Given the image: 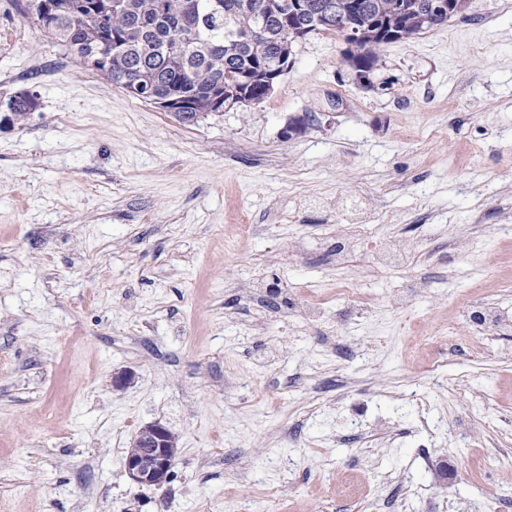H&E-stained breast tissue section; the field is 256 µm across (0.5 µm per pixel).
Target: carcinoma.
<instances>
[{
    "label": "carcinoma",
    "mask_w": 512,
    "mask_h": 512,
    "mask_svg": "<svg viewBox=\"0 0 512 512\" xmlns=\"http://www.w3.org/2000/svg\"><path fill=\"white\" fill-rule=\"evenodd\" d=\"M102 0H29L28 16L38 30L58 40L80 63L103 47L120 46L110 56L109 70L101 73L107 82L125 84L127 93L141 99L138 85H151L156 91L177 99L185 106L173 113L184 125H193L212 113L209 102L211 86L224 82L225 99L230 92H240L253 103L269 97L266 84L270 74H285L290 67L295 33L304 26L311 34L341 35L340 20L327 13L328 0H307L308 11L300 17L289 16L278 8L279 0H222L219 15L208 14L209 0H127L130 11L125 27L112 30L108 36L87 25L84 16ZM349 14L361 24L376 20L364 33L366 42L391 43L390 20L377 18L379 0H347ZM404 3L400 21L418 32L429 26L418 20L414 11L421 0ZM264 21L261 36H253L256 21ZM185 47V61L172 62L169 50ZM356 71L373 68L376 57L370 51H358L347 57ZM6 103L11 114L33 112L38 107L37 95L20 91Z\"/></svg>",
    "instance_id": "carcinoma-1"
}]
</instances>
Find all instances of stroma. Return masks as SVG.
<instances>
[{
	"label": "stroma",
	"mask_w": 512,
	"mask_h": 512,
	"mask_svg": "<svg viewBox=\"0 0 512 512\" xmlns=\"http://www.w3.org/2000/svg\"><path fill=\"white\" fill-rule=\"evenodd\" d=\"M27 2L0 0V100H40L0 125V512H512V0L386 45L368 89L309 35L192 126ZM154 423L179 454L140 486ZM6 103L9 106V111L11 116L12 113H26V112H33L38 107V101H37V95L34 93H30L29 91H20L16 92L14 95L10 96ZM10 115L4 116L2 121H8L9 124L12 123ZM13 117V116H12ZM171 435H175L171 429L159 423L139 431L124 460L126 475L132 482L159 487L169 479L179 450L178 440L172 441L175 446H168Z\"/></svg>",
	"instance_id": "1"
}]
</instances>
